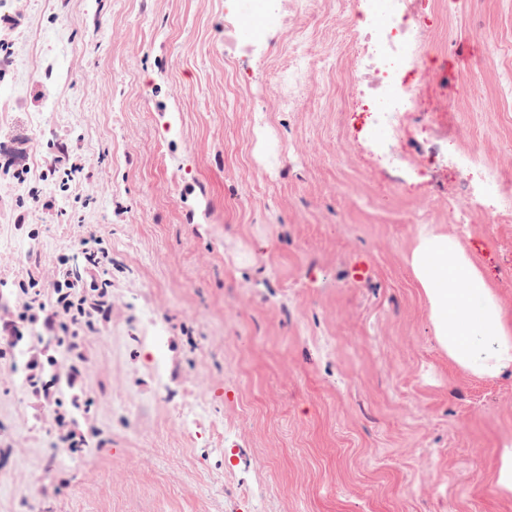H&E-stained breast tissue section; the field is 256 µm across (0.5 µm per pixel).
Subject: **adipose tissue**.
Listing matches in <instances>:
<instances>
[{"label":"adipose tissue","mask_w":512,"mask_h":512,"mask_svg":"<svg viewBox=\"0 0 512 512\" xmlns=\"http://www.w3.org/2000/svg\"><path fill=\"white\" fill-rule=\"evenodd\" d=\"M405 261L449 362L479 378L512 373V313L476 254L459 238L424 224Z\"/></svg>","instance_id":"obj_1"}]
</instances>
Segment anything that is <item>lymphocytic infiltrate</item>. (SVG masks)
<instances>
[{
    "instance_id": "lymphocytic-infiltrate-1",
    "label": "lymphocytic infiltrate",
    "mask_w": 512,
    "mask_h": 512,
    "mask_svg": "<svg viewBox=\"0 0 512 512\" xmlns=\"http://www.w3.org/2000/svg\"><path fill=\"white\" fill-rule=\"evenodd\" d=\"M110 285V280H102L95 294L91 295L78 280L71 278L68 270L60 269L53 282L54 296L46 300L42 297L38 279L20 284L19 290L26 298L23 310L15 320L0 324V331L17 337L21 334V323L40 324L44 331L55 336L62 357L68 363L65 374L53 375L46 381L42 378L40 363L31 362L28 382L34 394L47 397L65 387L75 388L82 382L79 363L83 359V335L98 331L109 321L112 309Z\"/></svg>"
}]
</instances>
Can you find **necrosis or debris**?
Segmentation results:
<instances>
[{
	"label": "necrosis or debris",
	"instance_id": "necrosis-or-debris-1",
	"mask_svg": "<svg viewBox=\"0 0 512 512\" xmlns=\"http://www.w3.org/2000/svg\"><path fill=\"white\" fill-rule=\"evenodd\" d=\"M364 26H349L353 45L359 46L354 81H369L378 93L371 113L391 134H398L408 112L419 101L425 80V19L416 0H366ZM484 196L494 205L481 209L484 224L512 223V176L503 170L488 171Z\"/></svg>",
	"mask_w": 512,
	"mask_h": 512
}]
</instances>
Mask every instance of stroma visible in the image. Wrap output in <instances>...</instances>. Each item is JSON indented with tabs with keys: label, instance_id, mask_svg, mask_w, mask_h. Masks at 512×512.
I'll list each match as a JSON object with an SVG mask.
<instances>
[{
	"label": "stroma",
	"instance_id": "stroma-1",
	"mask_svg": "<svg viewBox=\"0 0 512 512\" xmlns=\"http://www.w3.org/2000/svg\"><path fill=\"white\" fill-rule=\"evenodd\" d=\"M419 8L429 122L400 137L424 164L392 170L341 0H280L259 38L249 0H0V148L29 171L0 167V322L58 258L88 276L82 239L112 282L84 393H31V359L66 370L36 325L0 368V512H512L491 473L512 378L449 365L405 263L434 225L512 310V224L472 210L512 165V0ZM300 40L335 72L290 109L274 77ZM58 413L88 447L60 448Z\"/></svg>",
	"mask_w": 512,
	"mask_h": 512
}]
</instances>
